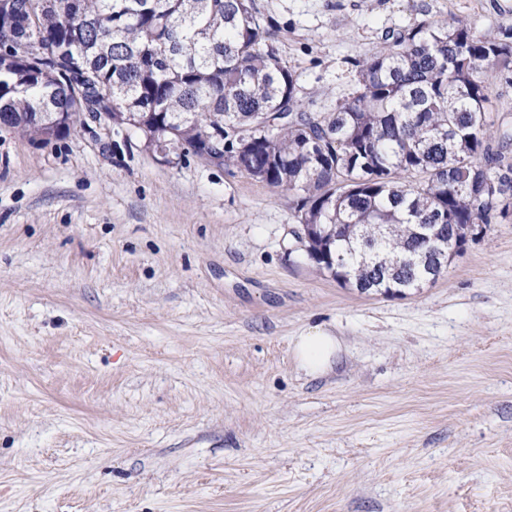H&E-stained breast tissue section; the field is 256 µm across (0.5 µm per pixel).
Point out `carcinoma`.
<instances>
[{
  "mask_svg": "<svg viewBox=\"0 0 512 512\" xmlns=\"http://www.w3.org/2000/svg\"><path fill=\"white\" fill-rule=\"evenodd\" d=\"M272 36L255 0H0V122L47 143L85 128L100 89L157 152L222 139L224 164L296 197L308 257L361 293L436 281L507 216L512 135L480 73L512 70L508 38L464 16L389 32L317 127Z\"/></svg>",
  "mask_w": 512,
  "mask_h": 512,
  "instance_id": "cac0c4a2",
  "label": "carcinoma"
}]
</instances>
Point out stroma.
<instances>
[{
	"mask_svg": "<svg viewBox=\"0 0 512 512\" xmlns=\"http://www.w3.org/2000/svg\"><path fill=\"white\" fill-rule=\"evenodd\" d=\"M312 112L386 30L512 0H256ZM296 200L103 125L0 129V512H512V217L404 294L336 281ZM341 352L320 377L293 342ZM293 349L300 366L308 374L318 376L326 373L336 362L340 343L336 336L312 328L295 338Z\"/></svg>",
	"mask_w": 512,
	"mask_h": 512,
	"instance_id": "obj_1",
	"label": "stroma"
}]
</instances>
